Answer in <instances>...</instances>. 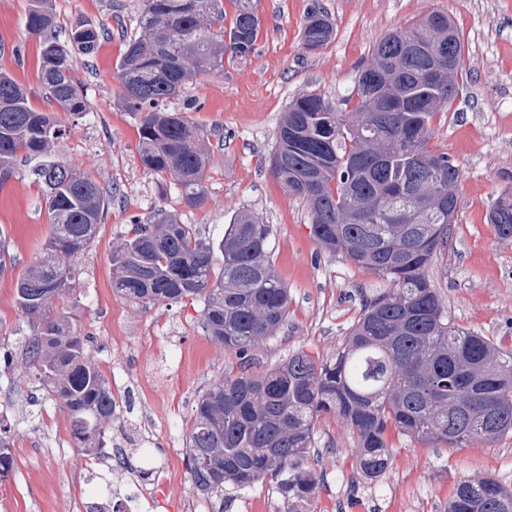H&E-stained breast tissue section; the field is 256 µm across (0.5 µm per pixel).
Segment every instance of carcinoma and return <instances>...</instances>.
<instances>
[{
    "label": "carcinoma",
    "mask_w": 512,
    "mask_h": 512,
    "mask_svg": "<svg viewBox=\"0 0 512 512\" xmlns=\"http://www.w3.org/2000/svg\"><path fill=\"white\" fill-rule=\"evenodd\" d=\"M143 0L137 34L116 67L120 100L138 114L143 168L178 186L184 207L206 206L209 153L187 112L169 108L199 75L224 73V58L245 60L257 41V0ZM50 0H32L29 35L40 41V74L50 111L33 107L26 89L0 70V185L21 158L35 170L50 231L43 259L16 277V302L31 326L24 361L67 410L71 435L87 455L99 453L115 419L116 399L89 359L87 342L64 309L75 290L72 261L104 220L105 194L91 174L51 160L62 136L57 113L89 111L73 68V50L89 55L99 31L81 24L71 43L49 37ZM335 33L312 9L302 28L308 53ZM463 40L448 15L383 38L356 75L349 110L318 93L293 99L266 157L273 177L306 206L311 234L386 283L364 301L344 349L332 363L304 350L259 375L227 370L200 395L186 426V455L200 494L224 495L269 483L288 512H308L318 484L312 438L322 414L341 418L357 436L356 461L367 480L389 464L397 432L423 443L461 447L512 434V350L456 328L429 271L448 251L458 204L459 167L429 146L432 119L459 95ZM489 224L512 238V189L491 202ZM271 225L239 211L221 239H206L177 215L158 210L133 222L112 248V288L143 305L203 302L206 334L240 359L288 317V288L275 269ZM448 512H512V491L492 477L457 482Z\"/></svg>",
    "instance_id": "carcinoma-1"
}]
</instances>
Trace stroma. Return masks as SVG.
<instances>
[{
  "mask_svg": "<svg viewBox=\"0 0 512 512\" xmlns=\"http://www.w3.org/2000/svg\"><path fill=\"white\" fill-rule=\"evenodd\" d=\"M52 4L59 41L83 23L105 31L94 54L74 59L90 109L80 119L63 117L53 156L92 174L108 196L97 237L74 261L72 312L89 338L90 358L121 400L105 446L114 463L97 464L79 453L67 413L23 364L21 339L30 327L16 304V272L40 259L49 224L33 174L38 162L20 163L0 186V231L15 259L14 270L0 275V350L12 357L0 369V437L14 460L0 479V512H123L124 496L140 484L150 491L140 512H285L270 484L228 487L220 499L196 491L186 465V425L199 396L239 361L206 335L202 302L142 306L115 294L112 245L134 220L160 208L214 239L236 212L259 215L272 227L275 268L290 303L284 325L253 351L250 372H264L299 350L335 359L363 299L383 283L317 245L304 204L279 185L263 159L293 98L313 91L343 105L375 45L432 12L449 15L464 53L462 91L432 120L431 144L448 154L462 180L448 254L430 278L452 324L512 349V239L496 237L487 222L492 199L512 186V0H258L254 52L226 62L223 76L197 78L171 102L209 140L208 202L198 210L184 208L173 184L143 169L137 117L119 102L116 65L136 32L141 0ZM30 6L31 0H0V68L44 110L39 43L25 27ZM315 6L333 21L335 35L309 54L301 34ZM389 443L386 473L361 479L355 437L336 416L321 415L312 440L319 456L311 512H444L454 483L464 477H491L512 488V435L450 448L394 432Z\"/></svg>",
  "mask_w": 512,
  "mask_h": 512,
  "instance_id": "stroma-1",
  "label": "stroma"
}]
</instances>
